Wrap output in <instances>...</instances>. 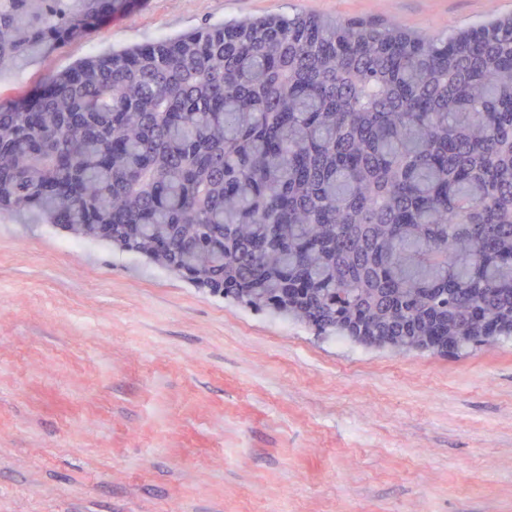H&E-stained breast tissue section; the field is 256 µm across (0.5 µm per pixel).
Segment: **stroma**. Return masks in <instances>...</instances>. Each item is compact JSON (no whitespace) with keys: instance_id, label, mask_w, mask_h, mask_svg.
I'll use <instances>...</instances> for the list:
<instances>
[{"instance_id":"stroma-1","label":"stroma","mask_w":512,"mask_h":512,"mask_svg":"<svg viewBox=\"0 0 512 512\" xmlns=\"http://www.w3.org/2000/svg\"><path fill=\"white\" fill-rule=\"evenodd\" d=\"M0 75L314 12L436 34L512 0H130ZM0 213V512H512V338L371 347L257 313L145 259Z\"/></svg>"}]
</instances>
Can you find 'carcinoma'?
I'll return each instance as SVG.
<instances>
[{
    "mask_svg": "<svg viewBox=\"0 0 512 512\" xmlns=\"http://www.w3.org/2000/svg\"><path fill=\"white\" fill-rule=\"evenodd\" d=\"M0 0V72L125 0ZM0 210L400 352L512 335V15L430 36L268 14L0 104Z\"/></svg>",
    "mask_w": 512,
    "mask_h": 512,
    "instance_id": "cac0c4a2",
    "label": "carcinoma"
}]
</instances>
